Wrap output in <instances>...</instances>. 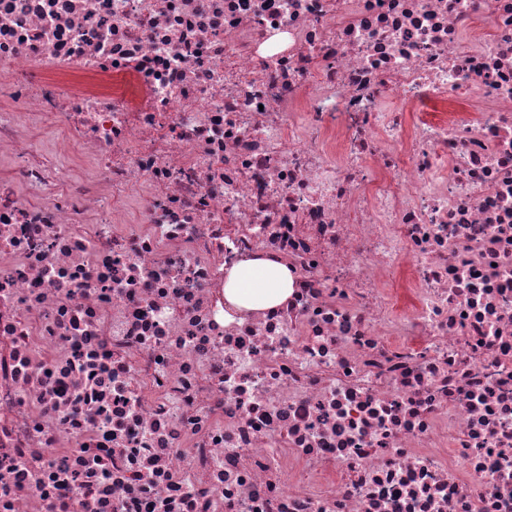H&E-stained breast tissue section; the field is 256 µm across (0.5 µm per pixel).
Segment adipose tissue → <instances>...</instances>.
<instances>
[{
    "label": "adipose tissue",
    "mask_w": 512,
    "mask_h": 512,
    "mask_svg": "<svg viewBox=\"0 0 512 512\" xmlns=\"http://www.w3.org/2000/svg\"><path fill=\"white\" fill-rule=\"evenodd\" d=\"M292 282V274L283 264L268 259L247 261L229 272L224 299L239 309H271L287 299Z\"/></svg>",
    "instance_id": "1"
}]
</instances>
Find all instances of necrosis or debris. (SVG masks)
<instances>
[{
  "mask_svg": "<svg viewBox=\"0 0 512 512\" xmlns=\"http://www.w3.org/2000/svg\"><path fill=\"white\" fill-rule=\"evenodd\" d=\"M0 512H512V0H0ZM292 274L278 262L261 259L234 267L224 282V301L238 309H272L292 291Z\"/></svg>",
  "mask_w": 512,
  "mask_h": 512,
  "instance_id": "1",
  "label": "necrosis or debris"
}]
</instances>
